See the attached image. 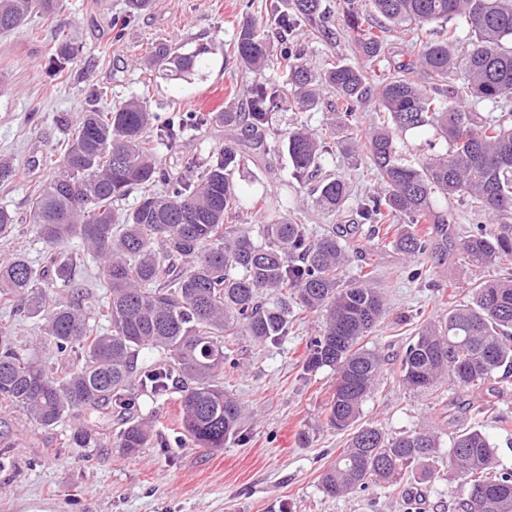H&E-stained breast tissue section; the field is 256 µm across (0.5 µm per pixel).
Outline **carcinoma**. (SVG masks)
Returning <instances> with one entry per match:
<instances>
[{
	"mask_svg": "<svg viewBox=\"0 0 512 512\" xmlns=\"http://www.w3.org/2000/svg\"><path fill=\"white\" fill-rule=\"evenodd\" d=\"M152 0H127L123 18L112 20L120 38L128 19L148 10ZM60 0H0V32L17 29L31 14L50 18ZM355 53L366 60L390 50L387 28L369 23L357 0H343ZM370 12L410 29L436 24L448 37L419 46L375 83L358 66L337 62L317 75L303 55L287 46L286 34L305 28L308 38L331 40L320 0H293L292 12L271 6L267 27L277 30L281 49L252 22L242 24L233 42L239 64L256 74L270 67L285 79L255 86L244 111L173 113L159 121L138 97L107 108H90L64 128L63 153L46 157L49 178L30 199L32 232L43 244L42 263L18 253L0 261V302H17L41 324L44 361L36 348L20 343L11 324L0 323V407L15 410L43 428H55L75 413L86 423L68 429L73 448H103L100 425L112 413L122 417L120 447L135 454L153 438L149 422L132 410L145 395L181 392L182 427L190 441L218 450L238 436L243 409L224 391L226 370L236 364L224 353V337L243 331L260 342L277 341L290 324V304L318 312L323 325L308 344L303 372L328 368L336 375L327 407L328 424L355 428L345 448L321 475L323 491L341 496L369 485L391 483L408 470L439 475V436L429 427L391 437L358 425L363 402L377 383L382 357L367 347L386 311L369 274L341 283L349 261L346 237L364 224H397L393 243L415 257L432 250L458 251L476 267L512 260V0H369ZM463 22L471 36L462 56L454 49L451 25ZM202 51L182 52L166 43L152 48L140 66L186 78L202 67ZM82 47L61 38L51 72L69 75ZM336 92L329 126L355 125L356 110L373 99L384 111L381 124L351 138L345 148L376 172L381 192L358 203V221L339 224L319 236L288 218L287 201L265 203L260 237L231 220L245 204L235 182L242 161L260 162L271 150L286 152L295 178L315 183L316 205L342 215L350 183L322 174L325 139L295 127L267 139L273 111L284 106L312 109L323 85ZM488 102L497 117L470 105ZM212 120L224 129L247 132L246 148L226 142L208 155L188 154L173 176L162 166L157 146H175L190 127ZM434 131L446 150L421 166L402 162L398 134ZM163 190H155L156 186ZM138 193L132 208L119 202ZM458 198L477 221L456 239L448 213L437 199ZM431 224L429 234L416 230ZM18 232L13 214L0 208V238ZM77 239L82 249L71 251ZM99 264L109 294L102 309L83 302L75 271L88 259ZM110 330H100L99 318ZM149 349L156 358L139 361ZM456 389L489 381H512V279L489 278L469 288V300L428 323L406 347L401 380L427 389L441 379ZM448 463L467 485L461 512H512V468L500 464L497 448L481 430L462 424L448 450Z\"/></svg>",
	"mask_w": 512,
	"mask_h": 512,
	"instance_id": "cac0c4a2",
	"label": "carcinoma"
}]
</instances>
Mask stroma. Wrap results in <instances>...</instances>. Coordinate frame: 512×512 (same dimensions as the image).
<instances>
[{
    "mask_svg": "<svg viewBox=\"0 0 512 512\" xmlns=\"http://www.w3.org/2000/svg\"><path fill=\"white\" fill-rule=\"evenodd\" d=\"M287 0H153L150 10L133 17L123 38H115L112 20L126 11V0H61L53 18L31 15L18 29L0 35V74L8 90L0 94V156H9L23 178L0 184V206L24 226L20 236L0 238V258L25 254L42 259V244L29 232L30 196L50 175L42 160L56 150L61 135L54 117L79 116L89 106L109 108L141 96L159 117L174 112H220L245 108L261 78L242 70L229 44L245 20L265 22L271 3ZM340 0H322L338 32L332 43L312 40L302 30L288 39L303 51L315 71L327 61L361 65L369 79L387 73L395 62L415 53L406 35L392 29V52L374 61L356 56L346 32ZM81 44L73 75L53 80L46 70L51 49L62 36ZM184 51L203 49L204 67L185 79H166L137 65L153 44ZM224 128H191L177 147H159L164 166L176 171L186 152L207 154L223 146ZM323 170L351 183L347 209L363 194L379 189L367 164L351 166L338 143H330ZM243 199L288 191L293 216L321 234L335 215L320 211L308 188L296 185L285 154L247 162L235 175ZM344 279L371 264L386 294L387 313L370 339L383 363L375 392L362 407L361 424L390 435L417 427L438 428L450 448L459 423L483 430L496 444L502 464L512 467V385L494 383L462 393L441 383L412 390L401 382V359L413 336L427 322L465 300L474 281L512 277V263L491 270L466 264L459 253H428L416 258L394 249L390 239L359 230L350 240ZM421 269L422 278L410 279ZM321 328L317 314L293 307L287 335L277 343L230 336L226 352L237 363L224 389L244 408V440H228L223 449L195 447L181 424L177 391L160 399L140 398L137 413L153 421L157 437L130 455L119 448L120 417H112L104 448H72L61 431L35 427L17 412L0 411L11 448L0 447V512H457L464 494L460 478L440 456L439 479L423 482L406 473L392 486H372L346 497L323 492L320 475L346 448L348 432L328 426L326 404L335 387L329 369L302 370L303 355Z\"/></svg>",
    "mask_w": 512,
    "mask_h": 512,
    "instance_id": "1",
    "label": "stroma"
}]
</instances>
